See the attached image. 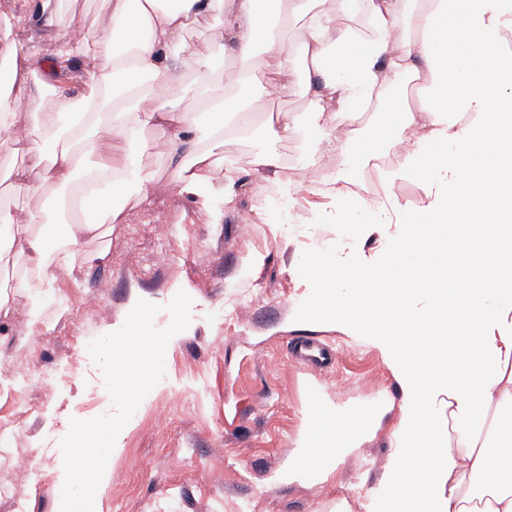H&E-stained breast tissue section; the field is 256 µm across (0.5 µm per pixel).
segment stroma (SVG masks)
Returning <instances> with one entry per match:
<instances>
[{
	"mask_svg": "<svg viewBox=\"0 0 512 512\" xmlns=\"http://www.w3.org/2000/svg\"><path fill=\"white\" fill-rule=\"evenodd\" d=\"M73 32L61 21L31 17L13 27L12 38L51 62ZM240 61H223L221 86L255 101L259 117L273 112L300 114L310 101L298 84L276 96L238 87ZM141 133L152 145L143 158L158 181L151 203H128V221L112 227L106 242L84 243L74 268L55 272L53 288L62 306H36L42 328L17 323L32 303L27 288H8L11 319L0 316V372L23 358L45 369L71 370V382L44 392L37 378L20 390L0 391V422L11 424L14 440L0 445V468L31 457L38 476L18 475L14 492L27 498L28 512H55L61 480L59 443L71 420L112 413L101 369L79 347L86 329L104 333L124 321L138 300L160 305L156 328L169 326L167 304L178 292L191 300L189 327L169 341L165 375L143 399L114 449L109 482L96 491L97 512H366L369 491L387 465L389 438L399 418L400 394L377 346L331 325H298L300 302L313 296L312 280L298 269L336 248L337 225L355 221L332 194L335 178L346 175L343 156L332 168L306 154V133L280 139L253 131L226 139L223 153L240 174L232 187L235 202L225 208L220 190L210 204L182 191L169 167L172 132L148 122ZM266 151L282 161L297 158L302 170L272 174L247 164L249 154ZM286 180L295 200L287 212L271 208L277 180ZM167 216L164 237H156L153 219ZM254 221L242 236L243 215ZM169 260L161 264L158 253ZM100 293L109 309L98 316L85 303ZM250 304L245 321L234 308ZM316 340L336 354L334 365L318 369L294 361L291 343ZM340 410L378 409L372 435L350 449L337 471L324 480L274 482L273 476L299 453L297 441L312 411L311 390ZM31 407L17 418L18 403ZM183 457L176 472L168 454Z\"/></svg>",
	"mask_w": 512,
	"mask_h": 512,
	"instance_id": "35a3bbf8",
	"label": "stroma"
}]
</instances>
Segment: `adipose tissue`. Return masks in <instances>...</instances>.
Listing matches in <instances>:
<instances>
[{"instance_id": "adipose-tissue-1", "label": "adipose tissue", "mask_w": 512, "mask_h": 512, "mask_svg": "<svg viewBox=\"0 0 512 512\" xmlns=\"http://www.w3.org/2000/svg\"><path fill=\"white\" fill-rule=\"evenodd\" d=\"M361 5L356 28L327 0H97L95 22L67 7L63 19L78 37L48 67L0 40V153L22 158L0 177L27 195L46 183L62 189L50 202L53 221L36 232L0 207V262L20 263L48 286L82 243L121 222L128 198L149 205L156 175L142 162L151 145L140 135L148 119L172 130L184 191L204 197L216 180L232 185L237 168L214 160L212 146L252 128L256 113L216 93L213 76L230 55L249 61L247 87L288 84L294 72L274 29L299 23L314 107L267 118V136L302 124L316 152L335 154L348 141L330 114L376 113L384 151L408 146L386 180L410 178L426 193L423 207L395 202L391 218L341 225L351 252L303 268L329 296L305 304L298 320L372 341L401 393L394 453L369 512H512V289L496 285L512 272V55L502 49L512 0ZM204 22L223 39L199 61L192 91L203 112L192 118L157 101L174 83L170 51ZM76 57L89 63L78 94L58 76ZM390 84L415 86L416 101L385 97ZM489 211L499 223L481 222ZM368 242L378 254L364 252ZM391 279L396 288L383 289ZM317 409L322 420H307L300 454L276 481L333 472L375 423L367 411Z\"/></svg>"}]
</instances>
